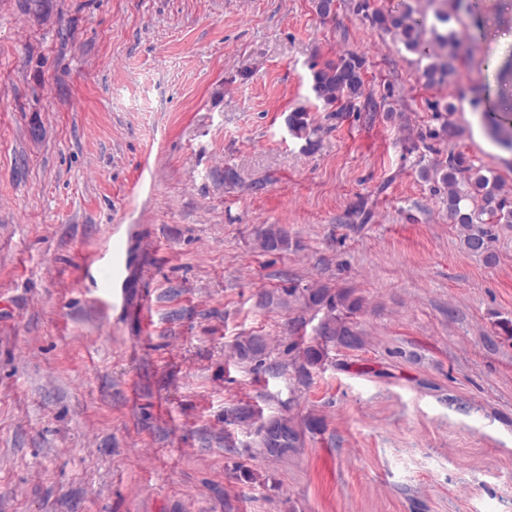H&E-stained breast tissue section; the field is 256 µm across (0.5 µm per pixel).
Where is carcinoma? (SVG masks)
Listing matches in <instances>:
<instances>
[{
	"label": "carcinoma",
	"instance_id": "cac0c4a2",
	"mask_svg": "<svg viewBox=\"0 0 512 512\" xmlns=\"http://www.w3.org/2000/svg\"><path fill=\"white\" fill-rule=\"evenodd\" d=\"M369 9L370 0H360L358 10L365 13L373 25L399 36L410 52L431 59L424 76L432 84L445 83L456 73L457 64L474 51L470 44L467 52H462V43L452 30L441 33L433 28V39L425 40L424 18H415L408 8L386 14L371 13ZM365 65L364 56L350 52L313 69V90L323 108L332 112H360L375 107L371 100L360 102L364 93ZM287 124L294 137L305 140L308 149L315 148L317 141L313 136L317 134V128L312 126L309 113L294 111L288 115ZM490 132L503 148L512 151L511 114L493 121ZM438 172L448 193V218L459 226L466 249L475 254L489 252L494 225L512 224V197L501 193L496 179L483 174L460 152H448V158L440 163ZM256 244L263 252L286 250L289 247L288 232L278 224H269L259 232ZM293 303L318 318L313 328L314 340L308 343L300 336V331L306 326L305 317L288 320V333L292 338L288 352L296 353L299 381L307 382L311 370L325 365L329 348L356 350L364 346V338L353 320L362 302L352 292L320 286L306 288L300 293L295 288H288L282 296L266 292L257 294V305L261 307H285ZM267 347L268 343L262 336H242L235 344L233 357L241 364L254 362L259 366ZM224 423L228 425L224 429L225 448L238 451L241 443L237 430L252 429L260 453L276 458L286 457L301 447L306 435L324 430V423L319 417L308 416L298 421L283 413L266 415L248 401L227 409Z\"/></svg>",
	"mask_w": 512,
	"mask_h": 512
}]
</instances>
